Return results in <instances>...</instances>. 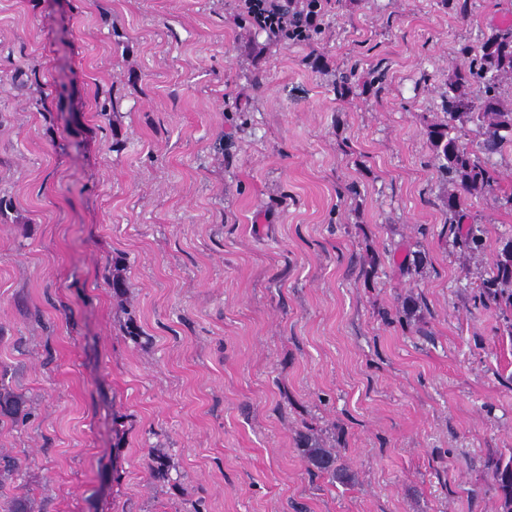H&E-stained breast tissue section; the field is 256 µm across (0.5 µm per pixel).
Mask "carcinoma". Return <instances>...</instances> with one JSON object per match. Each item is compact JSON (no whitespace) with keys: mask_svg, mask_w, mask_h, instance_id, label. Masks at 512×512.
Wrapping results in <instances>:
<instances>
[{"mask_svg":"<svg viewBox=\"0 0 512 512\" xmlns=\"http://www.w3.org/2000/svg\"><path fill=\"white\" fill-rule=\"evenodd\" d=\"M460 62L448 74V88L442 98V118L425 126V135L440 182L448 185L442 199L444 223L451 226L456 244L472 253L485 247V228L465 223L467 200L474 194L486 195L498 210L512 211V193L500 192L498 161L512 147V105L505 99L503 78L512 75V25L492 26L476 45L458 49ZM364 81L381 80L377 72L363 77L351 67L339 73V91ZM121 261H112L105 271L104 284L115 294L126 289L119 274ZM476 298L494 308L504 321V332L512 336V240L497 255L492 267L477 284ZM29 412L25 396L12 389L0 377V419L24 420ZM296 444L308 470L326 476L332 482L349 483L353 476L340 462L335 446L327 444L321 434L310 429L296 436ZM495 479L494 490L502 512H512V458L504 460L490 454L484 461ZM19 466L8 454L0 453V489L15 483ZM0 512H31L30 497L17 495L0 503Z\"/></svg>","mask_w":512,"mask_h":512,"instance_id":"cac0c4a2","label":"carcinoma"}]
</instances>
